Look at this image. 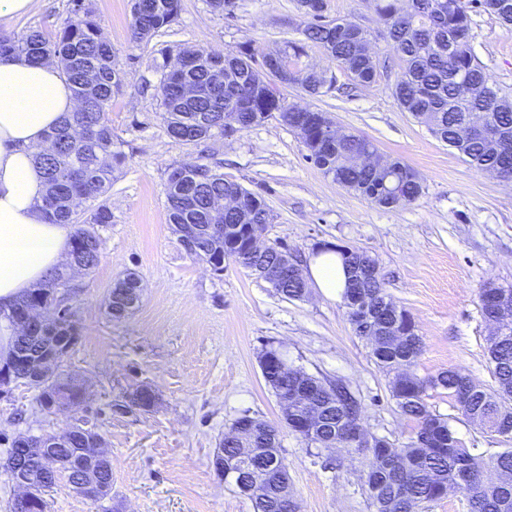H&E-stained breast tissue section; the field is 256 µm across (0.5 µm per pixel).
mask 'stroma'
<instances>
[{
	"label": "stroma",
	"instance_id": "stroma-1",
	"mask_svg": "<svg viewBox=\"0 0 512 512\" xmlns=\"http://www.w3.org/2000/svg\"><path fill=\"white\" fill-rule=\"evenodd\" d=\"M68 3L34 0L27 15L1 19L0 32L34 27L54 34ZM326 3L328 18H349L369 30L387 69L376 83L362 86L313 46L308 64L335 75L334 86L318 97L291 86L281 93L288 102L329 113L382 156L414 168L423 190L409 205L382 207L339 187L307 161L301 139L276 118L231 139L174 142L156 99L141 93L142 82L157 83L158 51L168 45L226 52L248 44L258 56L278 49L303 26L297 0H238L230 15L213 12L206 0H182L172 32L140 46L131 38V0H89L129 74L109 114L124 161L103 198L112 222L100 229V263L72 281L79 340L59 371L83 382L78 413L105 439L112 498L91 501L61 479L47 495L48 512H253L250 500L217 476L212 459L242 413L279 421V401L260 367L269 347L293 365L359 390L366 431L398 446L413 431L365 341L352 332L342 299L313 287L307 298L291 301L234 262H225L217 275L184 250L166 210L167 175L177 165L208 164L261 196L272 214L265 242L287 245L302 263L326 243L372 255L388 293L417 326L423 347L417 374L453 368L490 383V328L479 293L489 282L512 287V182L470 167L399 108L392 85L401 60L380 33L374 0ZM469 40L490 79L512 88V29L476 8ZM128 270L141 277L142 302L131 315L109 319L110 291ZM141 385L155 390V406L122 410L128 392ZM36 394L15 384L0 397V454L17 436L65 429L66 417L36 414ZM428 405L447 417L466 447L488 456L507 447L505 437L469 423L447 394L432 393ZM281 445L300 512H369L356 457L343 451L313 457L306 442L288 432Z\"/></svg>",
	"mask_w": 512,
	"mask_h": 512
}]
</instances>
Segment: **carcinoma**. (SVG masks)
Masks as SVG:
<instances>
[{
  "instance_id": "1",
  "label": "carcinoma",
  "mask_w": 512,
  "mask_h": 512,
  "mask_svg": "<svg viewBox=\"0 0 512 512\" xmlns=\"http://www.w3.org/2000/svg\"><path fill=\"white\" fill-rule=\"evenodd\" d=\"M512 27V0H375L379 21L400 55L401 71L393 95L399 107L442 142L457 151L465 163L480 171L512 175V89L493 83L475 55L469 39L460 38L470 29L472 2ZM306 21L301 37L263 57L281 75V85L297 86L310 96L330 89L336 77L302 62L308 48L317 45L336 60L354 81L371 85L378 77V63L369 50V32L353 33L356 22L328 20L325 0H300ZM181 10V0H134L132 40L147 43L158 33L172 28ZM157 65L160 79L155 86L169 137L182 143L197 142L224 133V114L251 113L260 123L277 117L289 126L296 122L307 133V158L341 187L353 190L385 207L404 206L415 201L423 186L418 173L399 159L383 174L350 161L354 145H372L367 138L351 135L343 144L329 148L316 144L319 136L313 109L289 104L275 85L264 81L263 68L251 50L242 46L233 53L200 47L169 48L160 51ZM0 58L24 62H57L70 83L77 106L46 135L53 142L51 153L39 150L35 162L43 170L46 191L41 210L50 224H72L71 252L90 256L84 272L96 269L105 241L99 228L112 223V210L102 203L80 210L112 187V174L123 154L112 138L109 112L112 101L124 94L128 73L102 27L94 20L86 0H70L68 16L53 38L37 28L19 34L0 33ZM467 123H484L494 129L493 142L459 140L456 129ZM241 185L224 179V174L206 164L182 170L179 178L168 174L166 208L171 224H211L213 233L203 241L212 254L224 257L239 252L242 228L228 213L211 206L212 200ZM245 207L258 222L270 223L264 200L247 192ZM282 245L273 244L259 253H245L236 260L274 275L282 262ZM349 269L343 293L347 317L355 335L371 341L370 356L388 376L390 396L397 411L414 423V433L399 447L384 436H373L386 447L365 448L348 442L342 430L361 422L364 403L359 392L342 380L326 381L302 368L287 366L288 372L269 371L265 381L275 396L284 390L301 392L309 405L321 411L323 431L307 436L305 442L317 450H343L362 456L361 478L367 487L370 512H419V507L445 498L450 491L464 493L472 512H512V448H502L490 458L467 448L456 436L448 419L434 414L428 392L445 390L464 395L454 403L471 424L487 433L500 434L502 421L512 420V327L487 339L488 360L493 383L474 381L468 375L448 369L421 377L416 372L421 339L411 316L391 299L375 259L359 251L344 257ZM73 272L67 266L50 273L46 280L17 303L23 307L49 290L70 286ZM137 274L123 275L121 288L110 293L108 314L119 319L132 313L124 303V288ZM274 290L288 300L303 298L300 284L283 280ZM371 304L370 320L363 321L355 304ZM12 313L0 312V323L11 329L8 354L20 345L36 352L42 341L22 339L12 325ZM398 326L407 336L398 343L388 336ZM149 386L142 385L127 395L126 407L142 409L151 403ZM282 429L276 424L243 414L224 435L217 453L224 460L226 482L247 497L253 512H297L298 505L288 482V464L281 454ZM39 437H27V448L14 440L0 459L3 470L17 467L40 469ZM92 435H77L50 449L62 467L70 463L98 469L103 490L90 497L101 501L112 496V466L94 459ZM57 478L46 474L36 482L33 498L12 503V512H46V495Z\"/></svg>"
}]
</instances>
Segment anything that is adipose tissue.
Listing matches in <instances>:
<instances>
[{"mask_svg": "<svg viewBox=\"0 0 512 512\" xmlns=\"http://www.w3.org/2000/svg\"><path fill=\"white\" fill-rule=\"evenodd\" d=\"M76 101L65 75L49 63L0 59V310L9 311L70 251L73 227L41 212L45 183L34 155L45 134ZM309 275L328 297L342 296L348 275L336 252L323 251Z\"/></svg>", "mask_w": 512, "mask_h": 512, "instance_id": "obj_1", "label": "adipose tissue"}]
</instances>
